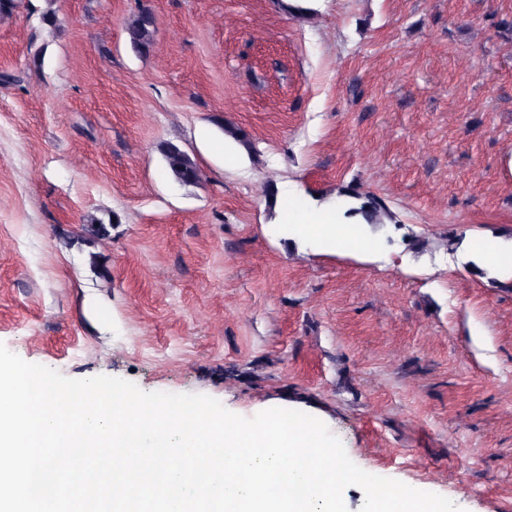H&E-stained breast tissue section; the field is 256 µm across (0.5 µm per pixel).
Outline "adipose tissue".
I'll use <instances>...</instances> for the list:
<instances>
[{
  "label": "adipose tissue",
  "mask_w": 512,
  "mask_h": 512,
  "mask_svg": "<svg viewBox=\"0 0 512 512\" xmlns=\"http://www.w3.org/2000/svg\"><path fill=\"white\" fill-rule=\"evenodd\" d=\"M280 220L288 228L292 239L313 244L324 252H351L373 254L377 248L374 239L361 225L341 224L328 208L307 210L294 196H285L280 205Z\"/></svg>",
  "instance_id": "ef3b65f1"
}]
</instances>
